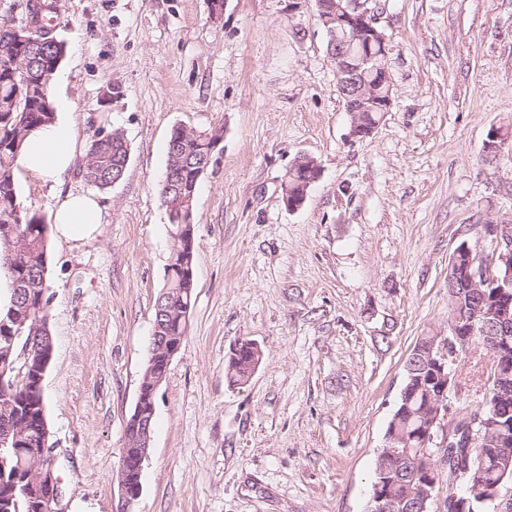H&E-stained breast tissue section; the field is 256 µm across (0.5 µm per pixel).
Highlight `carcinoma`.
I'll use <instances>...</instances> for the list:
<instances>
[{
  "mask_svg": "<svg viewBox=\"0 0 512 512\" xmlns=\"http://www.w3.org/2000/svg\"><path fill=\"white\" fill-rule=\"evenodd\" d=\"M7 20L0 18V264L11 277L9 305L0 310V420L8 419L21 433L22 452L0 453V502H12L11 512H27L26 494L38 492L33 467L39 461L50 428L41 388L19 362L21 345L31 342L29 361L40 360L53 349L50 329V296L48 294V225L36 215L23 210L15 184L20 150L25 139L36 129L55 119L50 98V84L64 54L57 39L41 44L22 41L12 32ZM222 139V131L212 129L188 133L176 128L168 144L166 184L161 188L162 205L168 215L172 247L168 266L186 273L181 278L166 279L155 301L154 330L157 336H169L183 342L188 327L184 305L192 303L195 279L194 250L186 240L189 225L174 220V215L194 205L200 177L199 164L208 156L211 146ZM129 155L124 134L114 131L92 135L83 171L85 182L100 190L124 175ZM307 162L288 170V194H302ZM456 301L461 314L483 317L493 303L461 287L456 288ZM253 350L243 346L229 357L227 376L237 384L246 383L253 373ZM436 394L422 368H416L414 379H406L399 394L395 415L400 417L401 455L398 458L377 457L373 480L385 475L384 491L394 505V512H420L421 491L418 472L422 466L421 439L428 405ZM503 413L512 419V390L491 396L483 406V416ZM476 467L460 471L456 486L458 495L477 504L476 512H493L481 500L499 482L502 475H512V453L506 455L499 444L490 439L472 447Z\"/></svg>",
  "mask_w": 512,
  "mask_h": 512,
  "instance_id": "obj_1",
  "label": "carcinoma"
}]
</instances>
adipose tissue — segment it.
<instances>
[{
    "mask_svg": "<svg viewBox=\"0 0 512 512\" xmlns=\"http://www.w3.org/2000/svg\"><path fill=\"white\" fill-rule=\"evenodd\" d=\"M77 151L73 124L64 118L32 133L19 157L21 168L43 182H56L74 164ZM53 222L60 238L81 240L93 236L102 222L97 198L86 192H70L58 198Z\"/></svg>",
    "mask_w": 512,
    "mask_h": 512,
    "instance_id": "1",
    "label": "adipose tissue"
}]
</instances>
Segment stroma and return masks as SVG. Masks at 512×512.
<instances>
[{
  "label": "stroma",
  "mask_w": 512,
  "mask_h": 512,
  "mask_svg": "<svg viewBox=\"0 0 512 512\" xmlns=\"http://www.w3.org/2000/svg\"><path fill=\"white\" fill-rule=\"evenodd\" d=\"M385 33L392 105L350 135L316 0H59L65 45L51 92L88 144L124 133L122 179L97 191L103 222L50 234L54 349L42 382L63 512H118L125 425L171 250L161 204L174 128L223 139L194 203V303L155 397L134 512H367L374 462L417 339L448 333V262L512 223V0H369ZM321 168L301 207L282 180ZM84 156L57 187L21 173L22 207L50 221L85 192ZM257 344L249 382L232 348ZM481 344L451 404L478 408ZM249 347H251L253 350ZM257 349V345L251 341H242L236 348H234V352L237 350L238 351L229 357L227 364V376H229L233 383L244 384L249 380L253 373L251 366L253 351H256Z\"/></svg>",
  "instance_id": "stroma-1"
}]
</instances>
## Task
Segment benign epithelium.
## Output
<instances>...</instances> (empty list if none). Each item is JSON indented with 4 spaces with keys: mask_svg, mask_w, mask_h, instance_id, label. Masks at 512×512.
Here are the masks:
<instances>
[{
    "mask_svg": "<svg viewBox=\"0 0 512 512\" xmlns=\"http://www.w3.org/2000/svg\"><path fill=\"white\" fill-rule=\"evenodd\" d=\"M346 5L338 4L336 9H331L324 0H316V6L320 10V20L324 28L336 25L344 33L352 36V41L374 42L381 46L383 59L362 51L355 52L348 48L349 42L336 40V45L329 46V58L334 66L338 87L345 99V108L352 117L351 135L355 138H363L373 133L375 127L366 124L363 120V112L368 109L379 108L388 112L392 104V83L388 67L384 57L387 56V41L375 22L371 12L365 7V0H344ZM21 21H13L15 32L18 34L34 35L41 26L40 14L46 5L35 3V0H23ZM384 89L385 93L377 94L378 89ZM484 234L490 238L493 245L489 258L483 259L467 245L462 244L459 252L466 255V265L455 267L448 281L456 286L463 284L468 288H494L496 294L502 298L512 297V224H486ZM509 307L500 309L499 315L485 323L482 328H477L474 319L451 320L448 335L434 339L420 349L411 350L409 363L413 364L419 359L425 360L431 372V382L436 384L437 394L432 402V414L427 424L424 448L420 449L428 478L421 486L424 501L432 499L431 489L436 486V473L432 464L434 449L444 446L439 440L444 422L449 419L450 405L449 395L457 390L456 378L458 375V363L460 356L472 345L476 332L486 336L487 347L493 353L494 372L492 380L495 381V389L505 385V374L502 369L512 362V345L508 338L512 335V323L507 314ZM162 379H147L140 387L135 412L127 420L125 427V442L137 439L144 434L150 409L154 408V396ZM480 431L478 435L466 434L468 442H480L483 433H498L501 439L508 438L509 427L512 421L505 425L495 419L487 420L477 416ZM149 448H135L133 450L122 448V461L120 468L119 488L121 491L120 512H131L134 502L138 499L141 487L132 491L126 480L128 469L136 465L137 470H142L143 462L147 458ZM42 466L38 470L37 482L39 496L28 503L29 509L48 508L50 512H58L61 497V483L55 477L54 447L45 448L41 454Z\"/></svg>",
    "mask_w": 512,
    "mask_h": 512,
    "instance_id": "obj_1",
    "label": "benign epithelium"
}]
</instances>
